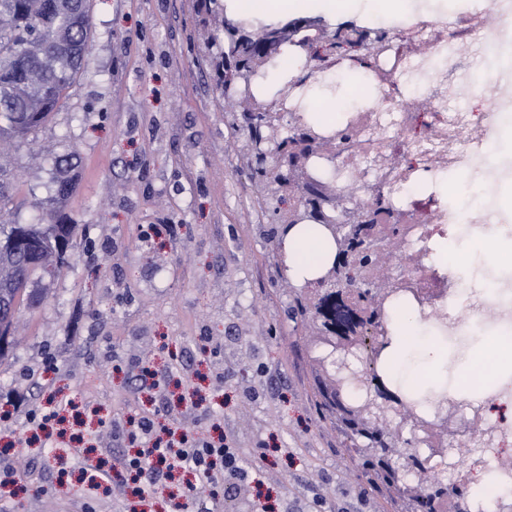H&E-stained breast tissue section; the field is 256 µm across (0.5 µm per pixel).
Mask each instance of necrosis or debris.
Segmentation results:
<instances>
[{"instance_id":"necrosis-or-debris-1","label":"necrosis or debris","mask_w":512,"mask_h":512,"mask_svg":"<svg viewBox=\"0 0 512 512\" xmlns=\"http://www.w3.org/2000/svg\"><path fill=\"white\" fill-rule=\"evenodd\" d=\"M512 28V0H488L486 6L453 17L408 20L391 39L373 46L374 65L365 74L367 86L382 89L381 101L363 94L341 126H318L336 142V159L316 158V167L336 170L340 185H356L359 200L370 204L377 194L392 202L394 218H407V247L422 262L408 265L399 277L413 289L432 293L447 289L436 306L421 305L411 294L403 301L435 331L471 335L474 326L493 321L512 329V276L493 278V292L459 293L464 280L438 257L443 242L452 241L459 226L478 239L497 231L486 212L450 206L439 191L444 178L476 172L503 116L512 113V94L489 97L486 121L449 108L443 96L463 84L473 57L466 44L485 34L497 48L498 34Z\"/></svg>"}]
</instances>
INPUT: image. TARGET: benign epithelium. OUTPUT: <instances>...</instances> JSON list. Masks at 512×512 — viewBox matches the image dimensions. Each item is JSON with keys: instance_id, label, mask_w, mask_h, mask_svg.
I'll return each mask as SVG.
<instances>
[{"instance_id": "1", "label": "benign epithelium", "mask_w": 512, "mask_h": 512, "mask_svg": "<svg viewBox=\"0 0 512 512\" xmlns=\"http://www.w3.org/2000/svg\"><path fill=\"white\" fill-rule=\"evenodd\" d=\"M224 38L209 37L217 46L216 77L231 79L227 91L241 97L239 111L262 118L272 104L253 96L252 79L264 75L286 42L296 43L308 62L335 57L336 50L367 51L373 46L369 33L345 27L331 30L303 20H284L268 27L258 43L255 26L240 18L224 19ZM288 140L282 126H268L267 140L254 147L256 162L271 176L274 193L288 200L279 214L286 230L306 222L319 224L333 242L334 259L320 277L305 284L288 282L293 297L306 315L310 360L320 400L344 423L376 467L391 474L396 497L414 512L423 506L438 507L467 485L457 476L448 485L447 472L455 469L453 456L468 451L480 437L485 447H496V428L485 419L482 407L463 415L460 402L442 392L433 396L435 410L423 414L400 385L383 375L378 364L392 344V334L381 322L404 283L394 274L393 258L406 263L418 258L405 252L406 225L381 224L383 212L363 208L354 192L334 179L313 175L312 159L333 157L334 142L313 134L293 116ZM365 274L364 287H346L352 270ZM421 442L425 454L397 459L398 448L410 440Z\"/></svg>"}]
</instances>
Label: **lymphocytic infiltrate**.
Returning <instances> with one entry per match:
<instances>
[{
	"instance_id": "f902f5d3",
	"label": "lymphocytic infiltrate",
	"mask_w": 512,
	"mask_h": 512,
	"mask_svg": "<svg viewBox=\"0 0 512 512\" xmlns=\"http://www.w3.org/2000/svg\"><path fill=\"white\" fill-rule=\"evenodd\" d=\"M129 451L118 459L116 475H129L131 494L147 500L163 494L175 474H191L187 497L204 489L251 490L265 480L263 472L248 465L233 435L211 438L160 424L146 413L128 418L120 431Z\"/></svg>"
}]
</instances>
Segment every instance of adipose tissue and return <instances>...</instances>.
I'll return each mask as SVG.
<instances>
[{
    "mask_svg": "<svg viewBox=\"0 0 512 512\" xmlns=\"http://www.w3.org/2000/svg\"><path fill=\"white\" fill-rule=\"evenodd\" d=\"M280 246L287 258L289 277L299 283L318 277L323 266L333 258L328 240L310 224L296 225L281 235ZM390 353L396 362L394 376L401 385L419 386L426 380L439 381L442 347L431 334L410 322L406 314H399L395 319Z\"/></svg>",
    "mask_w": 512,
    "mask_h": 512,
    "instance_id": "ef3b65f1",
    "label": "adipose tissue"
}]
</instances>
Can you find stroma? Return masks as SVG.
Returning a JSON list of instances; mask_svg holds the SVG:
<instances>
[{"mask_svg": "<svg viewBox=\"0 0 512 512\" xmlns=\"http://www.w3.org/2000/svg\"><path fill=\"white\" fill-rule=\"evenodd\" d=\"M227 0H88L92 41L81 74L51 120L16 143L4 165L16 222L60 216L85 233L38 306L23 308L0 394L23 400L15 437L42 392L85 407L83 444L52 438L5 450L15 484L0 512H171L168 497L122 498L94 487L98 463L124 453L111 423L154 412L204 435H234L266 475L275 512H400L374 490L336 421L320 411L302 320L280 270L277 238L237 152L242 124L224 110L207 46ZM503 63L486 66L448 105L482 118ZM361 74L342 71L313 86L337 115L354 107ZM75 154L65 169L61 157ZM495 192L485 204L512 242V126L492 144ZM74 178L65 207L56 180ZM149 381H142V368ZM200 407L185 412L179 391ZM265 446L264 456L253 453Z\"/></svg>", "mask_w": 512, "mask_h": 512, "instance_id": "1", "label": "stroma"}]
</instances>
